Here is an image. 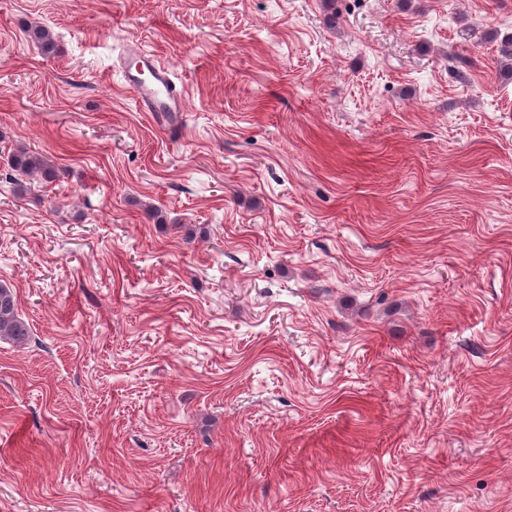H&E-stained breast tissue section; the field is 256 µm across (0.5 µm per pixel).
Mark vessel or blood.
<instances>
[{"label":"vessel or blood","instance_id":"b4317fda","mask_svg":"<svg viewBox=\"0 0 512 512\" xmlns=\"http://www.w3.org/2000/svg\"><path fill=\"white\" fill-rule=\"evenodd\" d=\"M124 79L148 111H183V97L172 79L169 67L154 54L136 47L130 48L124 67Z\"/></svg>","mask_w":512,"mask_h":512}]
</instances>
